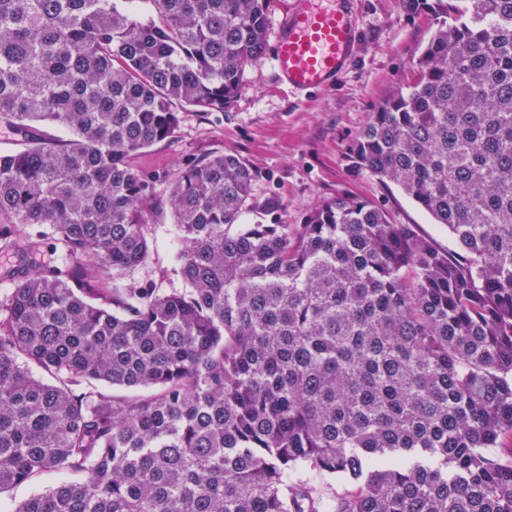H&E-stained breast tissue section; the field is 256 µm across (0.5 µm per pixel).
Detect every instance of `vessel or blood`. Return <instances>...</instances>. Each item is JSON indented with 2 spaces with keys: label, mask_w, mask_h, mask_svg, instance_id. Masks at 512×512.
Instances as JSON below:
<instances>
[{
  "label": "vessel or blood",
  "mask_w": 512,
  "mask_h": 512,
  "mask_svg": "<svg viewBox=\"0 0 512 512\" xmlns=\"http://www.w3.org/2000/svg\"><path fill=\"white\" fill-rule=\"evenodd\" d=\"M355 0H286L272 49L277 78L295 93L338 83L358 38Z\"/></svg>",
  "instance_id": "obj_1"
}]
</instances>
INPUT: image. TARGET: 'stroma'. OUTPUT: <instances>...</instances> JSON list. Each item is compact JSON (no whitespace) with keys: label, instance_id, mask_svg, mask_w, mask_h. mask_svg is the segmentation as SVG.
<instances>
[{"label":"stroma","instance_id":"obj_1","mask_svg":"<svg viewBox=\"0 0 512 512\" xmlns=\"http://www.w3.org/2000/svg\"><path fill=\"white\" fill-rule=\"evenodd\" d=\"M357 20L355 60L337 85L295 97L278 84L271 57L263 56L246 68L229 109L182 111L173 138L133 158V167L154 184L153 198L142 207L151 232L141 277L164 288L181 287L180 279L164 276L178 247L167 186L187 163L218 154L236 156L255 174L242 223L293 227L326 200L350 194L383 206L394 223L412 225L437 246L453 248L447 229L396 185L356 168L351 158L373 112L411 82L436 16L408 14L401 0H358Z\"/></svg>","mask_w":512,"mask_h":512}]
</instances>
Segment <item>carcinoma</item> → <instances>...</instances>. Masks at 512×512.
Masks as SVG:
<instances>
[{"label": "carcinoma", "mask_w": 512, "mask_h": 512, "mask_svg": "<svg viewBox=\"0 0 512 512\" xmlns=\"http://www.w3.org/2000/svg\"><path fill=\"white\" fill-rule=\"evenodd\" d=\"M135 2L0 0V124L71 134L0 153V248L64 260L0 302V495L61 471L16 512H512V0H436L352 147L458 250L348 195L240 224L254 174L220 154L168 186V289L135 277L131 159L233 103L271 0Z\"/></svg>", "instance_id": "carcinoma-1"}]
</instances>
